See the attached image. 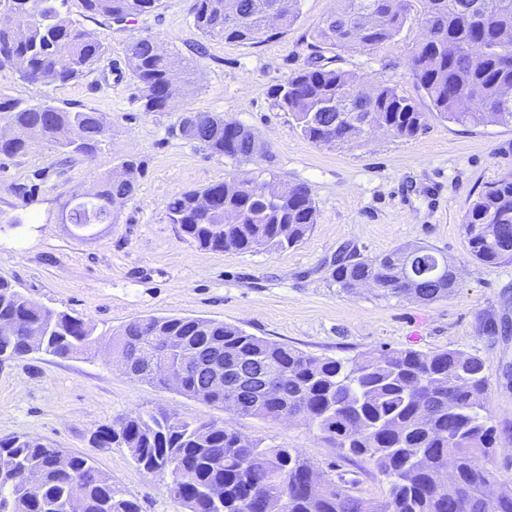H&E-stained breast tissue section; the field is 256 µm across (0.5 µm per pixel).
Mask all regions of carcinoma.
I'll return each instance as SVG.
<instances>
[{
    "mask_svg": "<svg viewBox=\"0 0 512 512\" xmlns=\"http://www.w3.org/2000/svg\"><path fill=\"white\" fill-rule=\"evenodd\" d=\"M428 35L413 50L410 71L430 102L429 111L394 85L362 83L347 70L324 63V49H371L391 41L416 9ZM69 0H0L13 19L0 26V67L24 82L48 85L76 80L96 65L108 46L76 28L67 15ZM91 18L122 25L161 8L163 0H80ZM318 27L314 57L306 67L275 85L273 105L294 119L312 143L361 147L372 128L387 126L397 138H413L432 119L462 125H512V105L502 90L512 88V0H337ZM299 0H196L194 25L205 38L240 44L279 34L267 17L280 14L286 28L296 19ZM377 13L371 23L367 16ZM481 42L473 58L453 47ZM129 70L139 83L145 112L172 110L188 66L161 46L155 35H138L126 47ZM356 92L355 113L328 104ZM0 155L26 153L39 140L73 157L90 159L110 128L93 110L63 108L45 99L29 104L0 93ZM179 134L210 153L234 161L261 151L243 125L224 130V118L208 113L184 117ZM134 182L108 175L95 199L73 195L62 207L61 223L82 229L112 222L108 202L128 197ZM170 223L198 247L217 252L284 250L302 241L316 223V208L304 184L273 186L242 178L200 191L173 195L166 205ZM239 217L224 222V214ZM462 226L468 251L488 264L512 262V172L486 187L468 205ZM393 250L374 258L337 256L332 277L346 292L372 284L385 296L432 302L448 296V284L408 288L399 281ZM0 322L16 335H0V353L22 360L34 352L70 358L92 351L94 327L83 317L46 307L0 276ZM39 345L31 346V337ZM170 340L169 363L211 351L224 352V368L253 363L275 381V393L224 387L204 392L205 378L188 376L176 392L211 407L232 401L235 414L268 422L300 418L336 447L363 459L387 484L381 499L356 493L331 478L309 479L313 465L295 448L249 440L228 423L187 421L166 411H132L92 434L100 448H125L138 468L165 481L167 492L187 512H259L252 492L284 497V512H495L512 489L493 492L498 476L489 467L493 428L488 425L489 370L484 361L459 351L374 349L348 361L315 356L247 333L237 325L184 316L136 318L112 333L115 348L152 338ZM59 449L37 439H0V512H73L74 480H81L82 512H140L137 500L112 482L87 457L69 454L56 463ZM36 471L32 489L23 474Z\"/></svg>",
    "mask_w": 512,
    "mask_h": 512,
    "instance_id": "obj_1",
    "label": "carcinoma"
}]
</instances>
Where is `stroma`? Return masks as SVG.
<instances>
[{"instance_id": "obj_1", "label": "stroma", "mask_w": 512, "mask_h": 512, "mask_svg": "<svg viewBox=\"0 0 512 512\" xmlns=\"http://www.w3.org/2000/svg\"><path fill=\"white\" fill-rule=\"evenodd\" d=\"M194 0H164L154 13L106 27L71 0L74 26L97 33L106 56L77 80L31 86L0 68V92L102 113L111 136L92 159H65L36 143L27 153L0 157V276L31 299L77 313L107 336L148 316H188L237 325L247 333L303 351L353 359L370 349L454 350L480 357L489 369L488 423L495 448L490 464L512 488V263L485 265L470 257L462 228L468 204L512 171V126H461L431 121L412 139L376 135L363 147H329L304 139L288 113L274 108L271 88L306 66L313 34L336 0H301L295 22L254 45L203 40ZM152 34L195 71L173 111L146 112L126 63L131 37ZM425 31L410 17L390 42L371 50L329 51L336 66L362 80L389 82L428 107L409 58ZM205 42L207 54L191 49ZM209 113L242 124L262 154L235 162L211 154L173 130L183 117ZM135 161V190L109 224L76 230L60 221L63 203L96 188L102 175ZM253 178L306 183L316 222L296 246L274 252L204 250L169 222L177 193ZM427 245L457 271L448 297L419 302L386 298L374 288L348 293L331 277L340 248L374 257ZM494 317L490 334L481 323ZM164 408L187 420L233 424L245 436L297 449L316 469L364 496L386 486L360 458L336 448L304 421L239 417L147 382L119 374L104 351L69 359L30 354L0 363V438L26 436L90 457L136 498L141 512H186L164 483L140 470L127 449L99 448L92 434L134 410Z\"/></svg>"}]
</instances>
